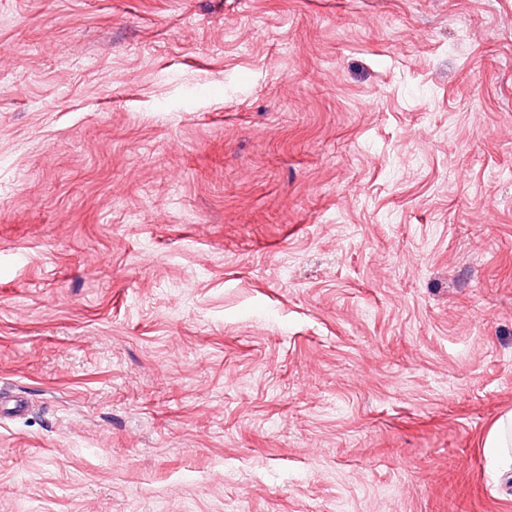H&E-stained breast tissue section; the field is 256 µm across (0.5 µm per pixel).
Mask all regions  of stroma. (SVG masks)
I'll use <instances>...</instances> for the list:
<instances>
[{"mask_svg":"<svg viewBox=\"0 0 512 512\" xmlns=\"http://www.w3.org/2000/svg\"><path fill=\"white\" fill-rule=\"evenodd\" d=\"M0 512H512V0H0ZM512 412L499 419L490 429L484 442L486 452L492 457L497 473L505 480H512Z\"/></svg>","mask_w":512,"mask_h":512,"instance_id":"stroma-1","label":"stroma"}]
</instances>
